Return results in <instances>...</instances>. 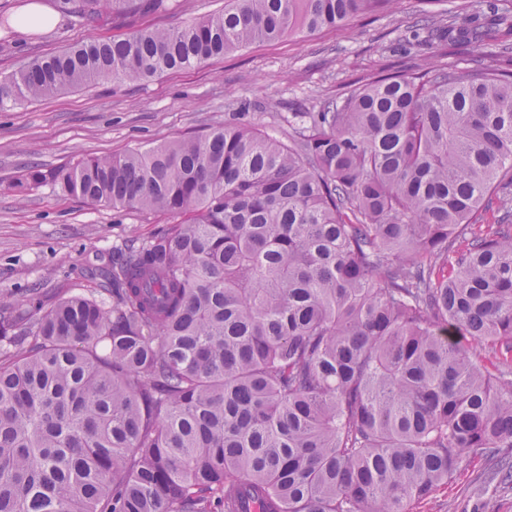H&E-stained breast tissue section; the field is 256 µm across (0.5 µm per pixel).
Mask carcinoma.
<instances>
[{"mask_svg": "<svg viewBox=\"0 0 512 512\" xmlns=\"http://www.w3.org/2000/svg\"><path fill=\"white\" fill-rule=\"evenodd\" d=\"M398 0H224L163 30L78 42L0 78V110L190 69ZM409 30L512 59V0ZM80 23L168 0H58ZM67 167L51 185L169 223L104 274L112 302L0 314V512H407L459 458L512 487V68L386 71L299 115ZM498 212L497 222L480 213Z\"/></svg>", "mask_w": 512, "mask_h": 512, "instance_id": "cac0c4a2", "label": "carcinoma"}]
</instances>
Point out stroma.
Segmentation results:
<instances>
[{
    "label": "stroma",
    "mask_w": 512,
    "mask_h": 512,
    "mask_svg": "<svg viewBox=\"0 0 512 512\" xmlns=\"http://www.w3.org/2000/svg\"><path fill=\"white\" fill-rule=\"evenodd\" d=\"M31 0H0V76L36 55L78 40L120 38L131 28H166L220 9L224 0H172L169 12L136 15L89 29L59 13L48 29L21 31ZM417 0H399L371 20L253 43L189 71L149 81L75 88L0 111V296L22 300L95 290L92 272L108 266L115 247L167 224L160 213L116 212L57 194L45 185L27 193L13 184L31 166L57 168L83 156L118 155L133 147L205 134L215 123L251 120L282 142L292 140V113L309 112L357 80L396 66L470 62L469 47L409 40ZM410 512H512V491L499 487L484 459L463 455L448 485Z\"/></svg>",
    "instance_id": "35a3bbf8"
}]
</instances>
